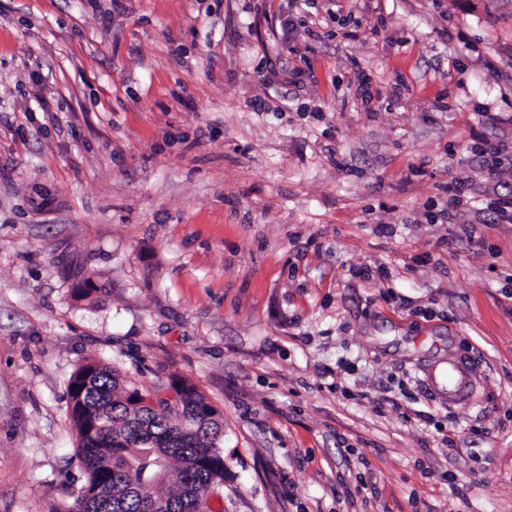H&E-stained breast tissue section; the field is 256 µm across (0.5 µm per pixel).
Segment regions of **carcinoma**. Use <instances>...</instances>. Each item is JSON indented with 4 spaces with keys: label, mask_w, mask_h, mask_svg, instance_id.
<instances>
[{
    "label": "carcinoma",
    "mask_w": 512,
    "mask_h": 512,
    "mask_svg": "<svg viewBox=\"0 0 512 512\" xmlns=\"http://www.w3.org/2000/svg\"><path fill=\"white\" fill-rule=\"evenodd\" d=\"M76 458L86 481L72 512H211L206 492L224 486V420L192 383L171 402L160 387L138 388L113 366L80 365L69 379ZM152 398L133 407L128 393Z\"/></svg>",
    "instance_id": "obj_1"
}]
</instances>
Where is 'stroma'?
<instances>
[{"label":"stroma","instance_id":"stroma-1","mask_svg":"<svg viewBox=\"0 0 512 512\" xmlns=\"http://www.w3.org/2000/svg\"><path fill=\"white\" fill-rule=\"evenodd\" d=\"M511 191L512 0H0V512L90 358L223 412L213 512H512ZM476 382L470 370L455 361H448V402L456 403L465 397L473 398Z\"/></svg>","mask_w":512,"mask_h":512}]
</instances>
